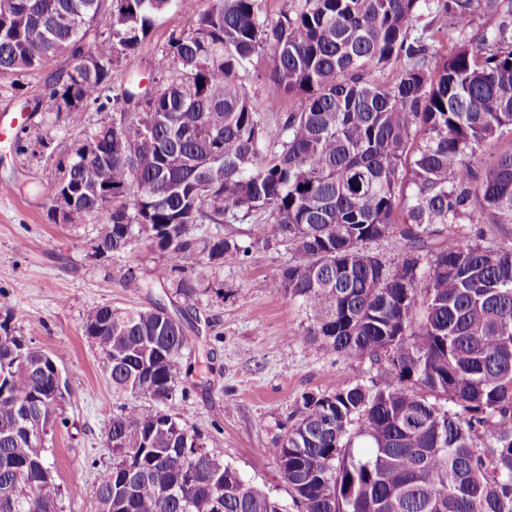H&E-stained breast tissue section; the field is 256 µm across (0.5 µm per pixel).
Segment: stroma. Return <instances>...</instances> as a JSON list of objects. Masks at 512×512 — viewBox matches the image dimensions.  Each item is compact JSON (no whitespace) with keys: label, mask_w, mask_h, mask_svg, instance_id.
<instances>
[{"label":"stroma","mask_w":512,"mask_h":512,"mask_svg":"<svg viewBox=\"0 0 512 512\" xmlns=\"http://www.w3.org/2000/svg\"><path fill=\"white\" fill-rule=\"evenodd\" d=\"M195 24L193 13L171 7L153 18L139 52L112 68V84L133 74L178 70L162 53L171 33ZM268 52L254 57L244 83L276 127L288 101L265 76ZM66 55L18 75L0 74V124L9 125L25 103L35 104L18 139L0 144V183L12 191L0 196V322L36 337L55 359L69 394L66 424L54 428L47 463L59 488L61 512H95V489L102 467L112 462L106 439L120 398L112 393L109 371L83 332L95 308L148 309L165 305L193 338L183 363L194 372L168 402V410L197 430L208 451L223 459L243 480L296 512L276 460L266 455L307 392L328 394L349 382H370L369 359L325 352L301 340L309 325L306 310L288 294L273 291L270 280L289 258L286 245L252 248L245 259L231 257L216 267L196 270L199 294L187 302L168 287L170 265L163 254L135 241L122 253L96 250L97 219L59 223L53 194L66 172L67 150L85 143L111 112L87 108L84 124L71 126L49 98L57 72L70 68ZM298 333L286 340L283 331Z\"/></svg>","instance_id":"stroma-1"}]
</instances>
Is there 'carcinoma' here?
Listing matches in <instances>:
<instances>
[{"instance_id": "carcinoma-1", "label": "carcinoma", "mask_w": 512, "mask_h": 512, "mask_svg": "<svg viewBox=\"0 0 512 512\" xmlns=\"http://www.w3.org/2000/svg\"><path fill=\"white\" fill-rule=\"evenodd\" d=\"M176 5L196 13L165 48L180 78L157 80L133 109L135 83L113 96L123 108L112 125L68 154L63 183L85 193L66 223L106 217L103 253L146 239L187 300L200 288L195 269L288 245L270 287L301 301L306 339L369 358L385 380L303 394L265 449L299 512H512V246L459 235L465 224L512 225V0H305L271 22L263 0ZM168 8L112 0L108 19L99 0H0V74L62 52L96 56L90 71L57 73L50 90L79 127L87 107L107 111L112 66ZM479 12L496 22L471 40ZM427 13L448 24L417 27ZM99 23L107 32L86 44ZM265 49L269 79L291 103L274 131L243 84ZM398 60L392 78H375ZM257 212L264 223L247 244L196 233ZM391 236L405 255L388 267L368 245ZM88 320L108 323L93 345L112 389L131 400L107 431L98 512H284L187 424L138 405L166 403L191 372L180 319L156 304L101 306ZM0 329V512H59L55 486L34 492L48 448L24 426L65 420L63 402L50 410L40 398L52 374L33 337Z\"/></svg>"}]
</instances>
